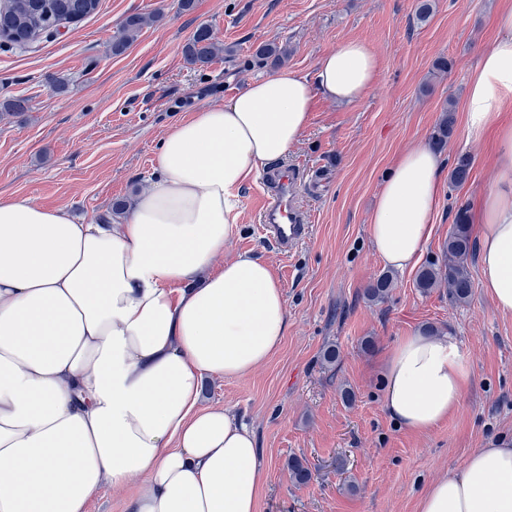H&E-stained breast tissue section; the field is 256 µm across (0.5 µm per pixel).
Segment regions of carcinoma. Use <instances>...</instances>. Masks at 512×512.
Instances as JSON below:
<instances>
[{
	"label": "carcinoma",
	"mask_w": 512,
	"mask_h": 512,
	"mask_svg": "<svg viewBox=\"0 0 512 512\" xmlns=\"http://www.w3.org/2000/svg\"><path fill=\"white\" fill-rule=\"evenodd\" d=\"M100 0H5L0 5V39L17 47H25L31 42L48 37L67 23H76L94 14ZM155 22V17L146 14L127 16L119 35L112 40V54L123 53L144 28ZM224 52V47L216 42L209 28H199L184 46L188 61L195 65L210 64ZM255 56L270 69L282 66L288 57V46L275 42L257 47ZM454 108H444L443 115L430 135V142L438 149L443 148L450 137L454 125ZM472 169V158L462 154L455 160L450 171V183L456 187L468 181ZM474 242L470 232V219L465 206L458 208L454 224L448 231V238L442 247L441 260L423 265L416 277V287L424 293L435 288L448 289V296L457 303L467 302L473 293V280L468 261L473 257ZM394 288V278L385 272L366 290V297L372 303H382L388 299ZM288 471L292 480L304 485L311 479V472L305 461L293 456L288 459Z\"/></svg>",
	"instance_id": "1"
}]
</instances>
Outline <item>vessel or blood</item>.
Instances as JSON below:
<instances>
[{"instance_id": "b4317fda", "label": "vessel or blood", "mask_w": 512, "mask_h": 512, "mask_svg": "<svg viewBox=\"0 0 512 512\" xmlns=\"http://www.w3.org/2000/svg\"><path fill=\"white\" fill-rule=\"evenodd\" d=\"M300 171L282 167L271 176L262 197V231L268 240L285 253L293 252L306 239L309 216L297 204Z\"/></svg>"}]
</instances>
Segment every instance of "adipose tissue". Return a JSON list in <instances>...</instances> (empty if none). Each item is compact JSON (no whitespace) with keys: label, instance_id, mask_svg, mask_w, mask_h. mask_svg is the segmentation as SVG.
Here are the masks:
<instances>
[{"label":"adipose tissue","instance_id":"ef3b65f1","mask_svg":"<svg viewBox=\"0 0 512 512\" xmlns=\"http://www.w3.org/2000/svg\"><path fill=\"white\" fill-rule=\"evenodd\" d=\"M469 81L468 139L496 131L497 176L481 196L480 285L512 315V9ZM360 41L326 53L313 77L280 70L177 122L152 180L117 221L80 224L67 208L0 198V512H86L103 486L133 488L127 512H257L264 481L253 428L203 404L207 381L251 374L288 331L282 287L260 256L228 258L239 194L285 158L315 96L341 104L374 85ZM443 158L404 152L370 219L392 268L414 263L441 208ZM470 372L448 335L402 337L383 404L426 433L461 405ZM417 512H512V441L497 440L433 481Z\"/></svg>","mask_w":512,"mask_h":512}]
</instances>
